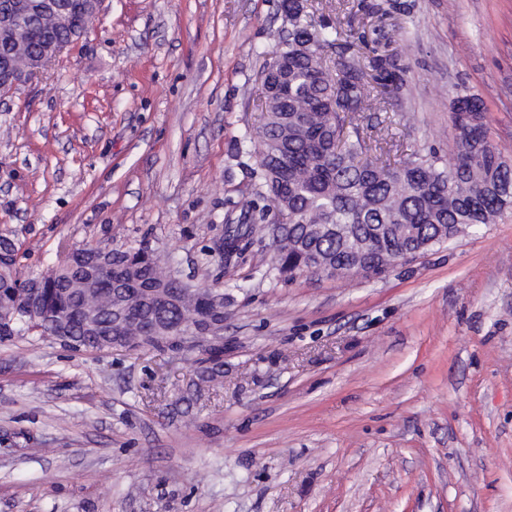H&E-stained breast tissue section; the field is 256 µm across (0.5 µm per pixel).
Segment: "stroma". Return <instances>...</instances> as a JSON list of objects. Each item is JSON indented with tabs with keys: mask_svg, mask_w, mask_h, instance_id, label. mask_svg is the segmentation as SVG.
<instances>
[{
	"mask_svg": "<svg viewBox=\"0 0 512 512\" xmlns=\"http://www.w3.org/2000/svg\"><path fill=\"white\" fill-rule=\"evenodd\" d=\"M280 0H105L0 95V237L21 275L82 245L174 258L224 288L222 374L201 351L0 342V512H512V209L378 277L274 272L281 220L245 132L288 24ZM327 48L394 57L361 132L451 157L456 96L512 160V0H315Z\"/></svg>",
	"mask_w": 512,
	"mask_h": 512,
	"instance_id": "35a3bbf8",
	"label": "stroma"
}]
</instances>
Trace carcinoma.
<instances>
[{"label": "carcinoma", "mask_w": 512, "mask_h": 512, "mask_svg": "<svg viewBox=\"0 0 512 512\" xmlns=\"http://www.w3.org/2000/svg\"><path fill=\"white\" fill-rule=\"evenodd\" d=\"M295 2L281 0L288 35L275 52L288 58L291 94L265 113L257 136L244 137L253 146L269 199L286 220L271 225L274 269L300 274L317 261L331 268L359 263L378 275L393 256L420 247L427 251L466 227L490 224L512 209V166L489 139L479 96L456 97L455 110L468 119L456 124L459 140L452 158L410 153L391 160L364 137L358 124L360 113L381 109L395 92L389 58H375L371 76L344 55L334 77L324 68H312L297 42L311 37L313 48L322 54L347 33L327 25L316 31L306 6ZM47 38L65 39L67 34L42 25L26 34L30 48ZM106 257L90 300L70 289L74 268L58 265L42 275L43 306L69 317L91 300L104 307L108 298H118L128 288H151L157 281L158 265L151 260L135 264L129 250L120 248L107 249ZM19 291L12 270L0 274L1 301ZM165 292L164 301L132 299L136 319L124 326L126 335H138L146 323L180 326L207 307L212 289H193L174 279L166 283ZM102 325L101 336L74 331L68 347L111 348L112 317L107 311ZM207 354L213 365L201 369L202 379L220 375L224 350L210 349Z\"/></svg>", "instance_id": "1"}]
</instances>
